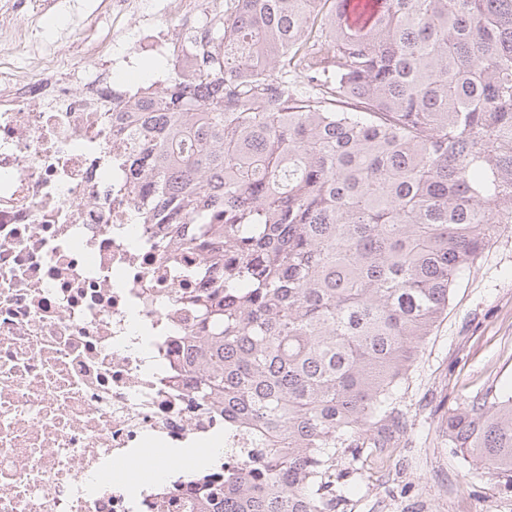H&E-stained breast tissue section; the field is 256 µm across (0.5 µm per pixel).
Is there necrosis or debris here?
Wrapping results in <instances>:
<instances>
[{
	"instance_id": "obj_1",
	"label": "necrosis or debris",
	"mask_w": 512,
	"mask_h": 512,
	"mask_svg": "<svg viewBox=\"0 0 512 512\" xmlns=\"http://www.w3.org/2000/svg\"><path fill=\"white\" fill-rule=\"evenodd\" d=\"M57 0L0 4V512H195L202 472L167 477L144 460L173 448L238 449L224 415L182 372L199 322L185 295L202 251L175 247L144 221L156 185L124 148L113 115L138 94L124 20L142 18L140 51L164 96L181 36L208 41L212 0H102L112 35L62 56L35 22Z\"/></svg>"
}]
</instances>
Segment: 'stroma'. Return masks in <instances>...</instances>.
Listing matches in <instances>:
<instances>
[{"label": "stroma", "instance_id": "1", "mask_svg": "<svg viewBox=\"0 0 512 512\" xmlns=\"http://www.w3.org/2000/svg\"><path fill=\"white\" fill-rule=\"evenodd\" d=\"M489 390L512 394V227L460 277L398 393L393 442L337 462V512H512V483L450 448L445 430L451 409Z\"/></svg>", "mask_w": 512, "mask_h": 512}]
</instances>
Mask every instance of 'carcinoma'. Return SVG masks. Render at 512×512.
<instances>
[{
  "label": "carcinoma",
  "instance_id": "carcinoma-1",
  "mask_svg": "<svg viewBox=\"0 0 512 512\" xmlns=\"http://www.w3.org/2000/svg\"><path fill=\"white\" fill-rule=\"evenodd\" d=\"M202 56L125 136L148 219L204 250L184 366L258 460L199 504L336 512V456L393 431L458 279L512 224V0H232ZM446 432L512 481V396Z\"/></svg>",
  "mask_w": 512,
  "mask_h": 512
}]
</instances>
